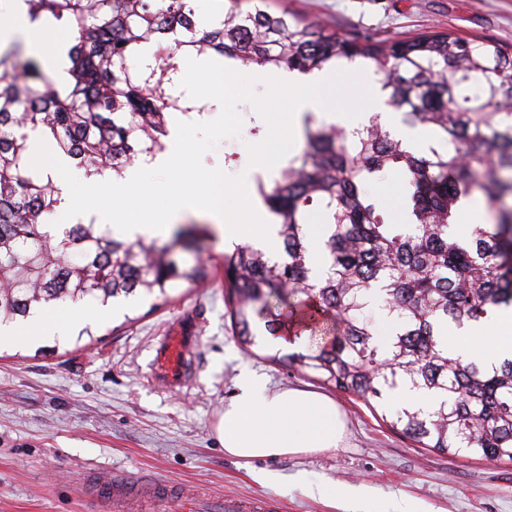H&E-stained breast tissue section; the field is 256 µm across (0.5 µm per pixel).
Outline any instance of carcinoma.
Here are the masks:
<instances>
[{"label":"carcinoma","instance_id":"1","mask_svg":"<svg viewBox=\"0 0 512 512\" xmlns=\"http://www.w3.org/2000/svg\"><path fill=\"white\" fill-rule=\"evenodd\" d=\"M37 29L74 33L68 82H46L40 62L0 52V327L57 303L101 305L140 294L168 297L210 272L196 231L157 248L119 240L90 221L53 226L62 202L51 177L30 166L29 132L49 138L87 177L121 176L143 154L164 151L179 98L174 60L210 50L260 67L311 73L333 61L370 66L389 104L425 130L417 148L373 117L344 131L305 121L300 152L272 186L257 192L281 219L280 253L248 244L224 253V300L233 334L253 346L269 316L304 293L314 312L341 323L307 355L270 360L301 366L369 404L403 381L438 394V406H402L390 421L422 448L486 461H512V360L485 369L448 350L438 326L479 323L512 308V52L492 41L429 33L409 40L343 39L303 23L269 0H232L201 25L192 0H25ZM168 53L131 72L143 43ZM397 180L409 223L389 224L369 183ZM481 193L495 211L486 224L451 231ZM326 224V268L316 277L305 244L308 207ZM377 288L398 329L387 350L374 340L366 297Z\"/></svg>","mask_w":512,"mask_h":512}]
</instances>
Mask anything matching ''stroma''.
<instances>
[{"mask_svg":"<svg viewBox=\"0 0 512 512\" xmlns=\"http://www.w3.org/2000/svg\"><path fill=\"white\" fill-rule=\"evenodd\" d=\"M343 38H413L451 33L512 47V0H271ZM240 137L207 151L206 167L248 172L257 112L238 104ZM208 283L170 290L168 299L132 298L99 309L86 324L35 344L0 340V512H141L137 502H90L112 474L155 475L174 495L164 512H182L184 497L277 500L279 512H512V462L450 456L419 447L383 421L391 399L371 406L315 379L296 362L279 363L273 340L244 351L224 304V246L202 244ZM182 328L197 338L194 373L173 387L155 376L156 349ZM249 370L271 387L332 396L347 426L343 448L243 464L224 453L214 430ZM272 474L262 484L257 474ZM332 482L336 495L320 497Z\"/></svg>","mask_w":512,"mask_h":512,"instance_id":"35a3bbf8","label":"stroma"}]
</instances>
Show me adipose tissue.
I'll use <instances>...</instances> for the list:
<instances>
[{"instance_id":"adipose-tissue-1","label":"adipose tissue","mask_w":512,"mask_h":512,"mask_svg":"<svg viewBox=\"0 0 512 512\" xmlns=\"http://www.w3.org/2000/svg\"><path fill=\"white\" fill-rule=\"evenodd\" d=\"M455 356L483 365L512 359V310L459 328L448 324ZM216 432L225 454L242 461L308 456L341 448L346 423L328 395L301 388L272 389L264 376L243 373Z\"/></svg>"}]
</instances>
